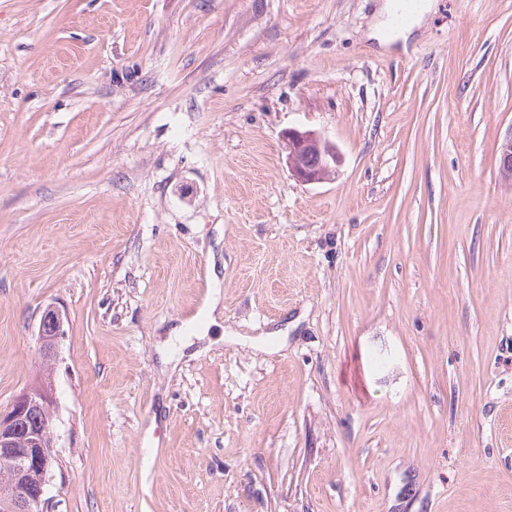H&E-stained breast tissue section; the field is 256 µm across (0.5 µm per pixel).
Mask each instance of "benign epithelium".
Listing matches in <instances>:
<instances>
[{"instance_id":"obj_1","label":"benign epithelium","mask_w":512,"mask_h":512,"mask_svg":"<svg viewBox=\"0 0 512 512\" xmlns=\"http://www.w3.org/2000/svg\"><path fill=\"white\" fill-rule=\"evenodd\" d=\"M287 163L293 175L307 184L320 183L336 171L341 162L336 146L314 131L288 132ZM500 171L512 174V136L498 148ZM64 321L56 309H49L39 328V349L45 358L56 353L64 336ZM54 404L49 386L26 388L17 394L5 411H0V455L14 463L12 480L0 499V512H44L49 463L55 458L56 440L53 432ZM48 416L46 428L33 432L23 440L14 430L16 421L34 410Z\"/></svg>"}]
</instances>
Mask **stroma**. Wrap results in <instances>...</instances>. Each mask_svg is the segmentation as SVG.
<instances>
[{"instance_id": "stroma-1", "label": "stroma", "mask_w": 512, "mask_h": 512, "mask_svg": "<svg viewBox=\"0 0 512 512\" xmlns=\"http://www.w3.org/2000/svg\"><path fill=\"white\" fill-rule=\"evenodd\" d=\"M383 3L0 0V409L52 378L46 512H512V0L389 49ZM287 141L288 167L300 182L320 183L328 179L341 162L336 146L314 131H289ZM64 321L59 310L48 309L42 317L39 328V349L45 358H52L56 353L59 339L64 336Z\"/></svg>"}]
</instances>
